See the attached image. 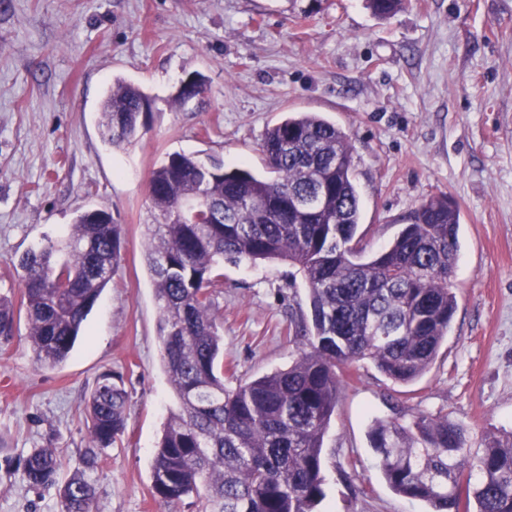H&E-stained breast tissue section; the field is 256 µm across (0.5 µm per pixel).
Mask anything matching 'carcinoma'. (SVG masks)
<instances>
[{"label":"carcinoma","instance_id":"cac0c4a2","mask_svg":"<svg viewBox=\"0 0 512 512\" xmlns=\"http://www.w3.org/2000/svg\"><path fill=\"white\" fill-rule=\"evenodd\" d=\"M406 0H368L380 19ZM150 98L122 79L100 107L104 142L119 148L139 131ZM267 176L167 155L152 171L146 262L159 311L162 366L179 406L164 426L152 463L151 494L166 509L207 492L220 512H315L325 498L323 441L342 389V373L368 360L394 383L423 376L448 336L457 300L458 206L431 196L382 250L367 256L353 145L336 124L313 112H291L261 142ZM203 192L193 218L178 211ZM319 194L306 209L299 200ZM122 228L101 209L78 213L66 238L25 255L22 298L0 296V340L23 314L42 367L63 363L83 322L112 281ZM286 261L308 285L310 319L295 341L301 354L287 369L234 388L224 385L223 336L212 293L224 263ZM127 395L111 373L90 395L91 447H112L126 428ZM377 467L397 494L430 512H512V431L490 435L471 455L466 430L446 418L418 417L405 426L376 420L369 431ZM32 489L57 485L63 512H93L96 490L82 473L59 482L54 448L19 460ZM475 508H470V504Z\"/></svg>","mask_w":512,"mask_h":512}]
</instances>
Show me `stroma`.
Masks as SVG:
<instances>
[{"mask_svg": "<svg viewBox=\"0 0 512 512\" xmlns=\"http://www.w3.org/2000/svg\"><path fill=\"white\" fill-rule=\"evenodd\" d=\"M191 75L206 93L176 103ZM116 77L153 103L121 149L98 130ZM288 112L349 134L367 252L429 196L448 195L461 216L448 340L407 386L368 361L345 374L318 512H428L385 482L372 419L445 416L475 450L512 428V0H408L387 20L365 0H0V295L20 300V258L65 238L79 210L110 212L123 234L119 267L64 363H36L23 320L0 345V512H62L56 488H29L14 466L46 446L62 476L84 469L95 512H160L152 460L178 401L145 259L150 172L180 152L264 174L263 136ZM223 273L212 293L225 384L288 368L309 313L301 273L284 261ZM108 371L128 394L126 429L88 469L86 404Z\"/></svg>", "mask_w": 512, "mask_h": 512, "instance_id": "obj_1", "label": "stroma"}]
</instances>
